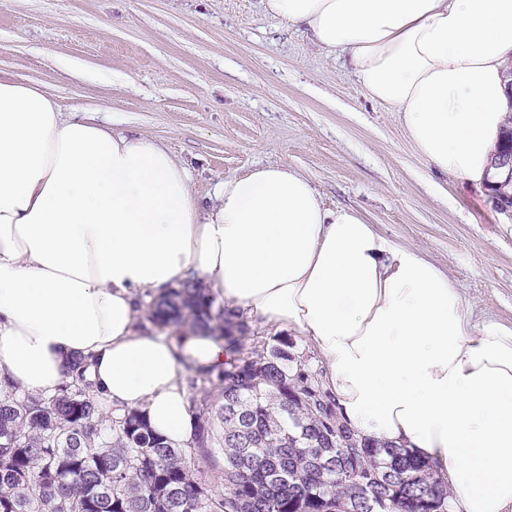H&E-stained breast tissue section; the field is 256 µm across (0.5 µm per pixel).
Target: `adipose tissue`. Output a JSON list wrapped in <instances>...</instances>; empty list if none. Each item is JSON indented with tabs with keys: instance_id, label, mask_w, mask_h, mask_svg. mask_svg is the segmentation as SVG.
<instances>
[{
	"instance_id": "obj_1",
	"label": "adipose tissue",
	"mask_w": 512,
	"mask_h": 512,
	"mask_svg": "<svg viewBox=\"0 0 512 512\" xmlns=\"http://www.w3.org/2000/svg\"><path fill=\"white\" fill-rule=\"evenodd\" d=\"M344 55L443 174H491L512 116V0H261ZM195 275L234 309L303 337L360 436L428 460L450 512H512V326L475 322L452 279L329 208L282 163L225 178L208 202L147 135L63 118L43 87L0 80V382L43 395L88 359L91 392L192 434L185 361L224 349L142 331L136 300Z\"/></svg>"
}]
</instances>
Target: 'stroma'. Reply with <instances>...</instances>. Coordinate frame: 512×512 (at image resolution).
Instances as JSON below:
<instances>
[{
	"label": "stroma",
	"instance_id": "1",
	"mask_svg": "<svg viewBox=\"0 0 512 512\" xmlns=\"http://www.w3.org/2000/svg\"><path fill=\"white\" fill-rule=\"evenodd\" d=\"M45 87L61 112L145 134L197 196L287 163L449 274L475 321L512 325V217L485 186L436 171L344 60L259 0H0V79Z\"/></svg>",
	"mask_w": 512,
	"mask_h": 512
}]
</instances>
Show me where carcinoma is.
Segmentation results:
<instances>
[{
  "mask_svg": "<svg viewBox=\"0 0 512 512\" xmlns=\"http://www.w3.org/2000/svg\"><path fill=\"white\" fill-rule=\"evenodd\" d=\"M136 305L141 328L204 331L229 352L222 367L185 366L191 439L169 442L139 409L106 410L75 355L52 396L0 389V512H448L430 463L360 436L290 336L248 337L195 277ZM219 456L217 491L193 462Z\"/></svg>",
  "mask_w": 512,
  "mask_h": 512,
  "instance_id": "obj_1",
  "label": "carcinoma"
}]
</instances>
